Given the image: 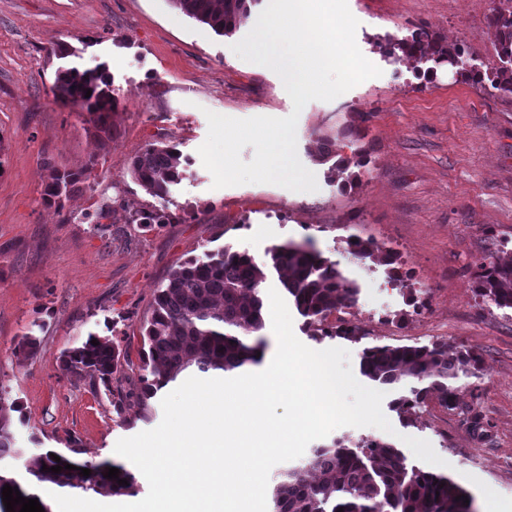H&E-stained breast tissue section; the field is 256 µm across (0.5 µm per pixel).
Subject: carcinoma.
Returning <instances> with one entry per match:
<instances>
[{"label": "carcinoma", "instance_id": "carcinoma-1", "mask_svg": "<svg viewBox=\"0 0 512 512\" xmlns=\"http://www.w3.org/2000/svg\"><path fill=\"white\" fill-rule=\"evenodd\" d=\"M185 15L209 26L220 36L233 35L250 17L251 6L260 0H170ZM487 26L494 33L499 63L483 73L462 58V48L449 44L425 28L411 40L397 43L403 56L416 61L448 64L456 74L476 84L490 83L502 98L512 99V0H489ZM91 95H86V92ZM55 100L79 104L86 109L96 131L100 148L112 140L106 118L117 107L111 80L105 69L60 68L52 84ZM180 152L172 146L151 144L135 155L129 164L132 179L149 195L166 199L178 184ZM96 165L90 159L80 169L48 163V181L43 191L44 204L63 206L64 200ZM357 257H373L381 249L373 241H349ZM261 262L246 251L223 248L190 259L171 271L166 282L156 288L150 316L143 325L147 350L142 353L139 400L144 419L154 415L152 399L166 384L184 373L232 374L248 363L260 362L257 352L266 343L258 333L264 327L261 288L266 271L287 272L282 284L302 317L309 324L323 323L331 313L357 303L358 286L347 280L336 263L324 257L309 241L274 245ZM475 292L500 309L512 310V261H495L480 266ZM93 337L66 350L62 361L75 375L92 382L110 384L121 373L119 347L110 340L91 344ZM477 357L469 350L448 352V342L429 345L373 346L363 350L361 373L380 385L415 382L412 397H400L394 407L405 414L435 396L447 406L455 401L453 380L459 373L476 369ZM14 405L0 399V460L16 455L10 412ZM41 454L27 469L39 483L72 487L75 468L86 467L88 485L97 493L122 496L135 485L134 475L124 466L103 462L81 465L66 455L61 462ZM73 466L68 470L65 465ZM59 465L54 473L50 467ZM48 470H42V467ZM118 478H105L111 467ZM125 479L126 485L118 484ZM472 497L458 482L445 474L411 467L406 457L392 444L380 439H363L350 447L338 440L314 450L304 466L287 471L274 490V512H472Z\"/></svg>", "mask_w": 512, "mask_h": 512}]
</instances>
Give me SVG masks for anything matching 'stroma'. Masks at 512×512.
<instances>
[{
  "mask_svg": "<svg viewBox=\"0 0 512 512\" xmlns=\"http://www.w3.org/2000/svg\"><path fill=\"white\" fill-rule=\"evenodd\" d=\"M356 43L379 67L333 101L313 100L296 128L297 154L318 189L273 184L214 188L198 154L207 112L233 118L285 117L292 100L271 69L244 61L232 36L177 10L170 0H0V397L12 414L16 458L9 467L29 492V461L49 449H75L81 462L121 463L119 439L158 426L141 417L133 390L142 374V325L155 289L174 269L229 247L264 258L289 240H311L359 288L351 336L322 335L293 314L306 346L342 347L352 370L374 345L438 340L480 358L460 377L453 406L436 397L402 414L394 400L409 386L386 387L382 408L392 432L342 427L346 438L398 435L427 440L448 476L473 499L474 512L495 500L512 512V311L475 295L478 267L512 252V101L464 82L446 66L396 59L387 41L428 27L470 53L471 65L497 64L485 25L489 0H348ZM56 42L73 47L59 59ZM105 66L118 101L112 143L100 149L88 114L57 102L58 68ZM333 143L319 161L322 140ZM151 144L188 159L166 199L147 195L128 165ZM97 164L63 208L46 206L47 161L71 169ZM105 219H98L101 209ZM163 210L165 224L133 223L139 210ZM372 240L396 261L355 258L350 239ZM39 342L22 357L24 335ZM113 341L127 357L116 401L103 384L67 371L63 351L88 336Z\"/></svg>",
  "mask_w": 512,
  "mask_h": 512,
  "instance_id": "35a3bbf8",
  "label": "stroma"
}]
</instances>
